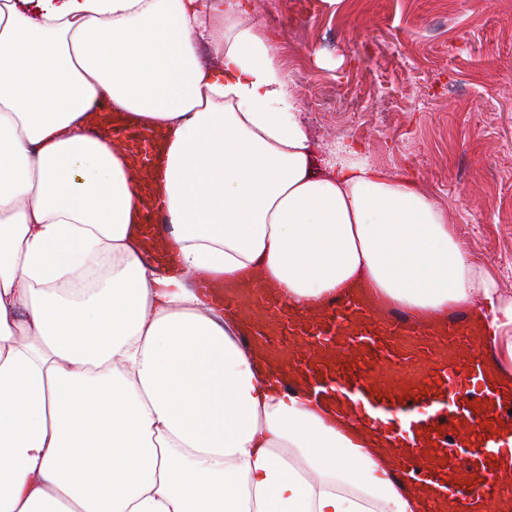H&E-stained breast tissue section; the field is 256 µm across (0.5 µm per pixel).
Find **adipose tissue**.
<instances>
[{
	"mask_svg": "<svg viewBox=\"0 0 512 512\" xmlns=\"http://www.w3.org/2000/svg\"><path fill=\"white\" fill-rule=\"evenodd\" d=\"M242 12L0 0V512H414L350 436L270 387L196 272L259 270L298 305L356 282L418 312L477 297L512 368V296L417 182L347 146L316 166ZM100 99L168 133L183 275L138 256L125 163L85 126Z\"/></svg>",
	"mask_w": 512,
	"mask_h": 512,
	"instance_id": "ef3b65f1",
	"label": "adipose tissue"
}]
</instances>
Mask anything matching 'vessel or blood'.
I'll return each instance as SVG.
<instances>
[{"mask_svg": "<svg viewBox=\"0 0 512 512\" xmlns=\"http://www.w3.org/2000/svg\"><path fill=\"white\" fill-rule=\"evenodd\" d=\"M87 127L107 133L139 198L131 225L142 257L176 272L180 256L161 194L166 136L100 100ZM193 285L237 323V340L277 390L330 409L418 512H512V375L483 345L485 319L466 305L416 314L353 284L298 307L262 274Z\"/></svg>", "mask_w": 512, "mask_h": 512, "instance_id": "obj_1", "label": "vessel or blood"}]
</instances>
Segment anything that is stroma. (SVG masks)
Returning <instances> with one entry per match:
<instances>
[{
  "label": "stroma",
  "instance_id": "1",
  "mask_svg": "<svg viewBox=\"0 0 512 512\" xmlns=\"http://www.w3.org/2000/svg\"><path fill=\"white\" fill-rule=\"evenodd\" d=\"M336 141L416 181L512 295V0H245Z\"/></svg>",
  "mask_w": 512,
  "mask_h": 512
}]
</instances>
